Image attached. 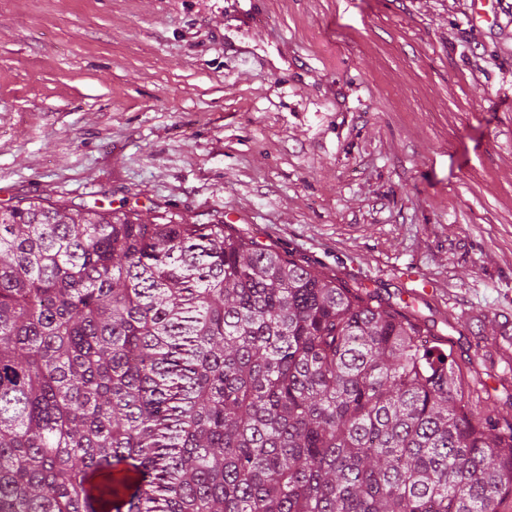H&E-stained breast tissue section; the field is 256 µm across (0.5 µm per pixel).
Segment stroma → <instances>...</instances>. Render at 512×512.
<instances>
[{
	"label": "stroma",
	"instance_id": "stroma-1",
	"mask_svg": "<svg viewBox=\"0 0 512 512\" xmlns=\"http://www.w3.org/2000/svg\"><path fill=\"white\" fill-rule=\"evenodd\" d=\"M35 198L410 304L512 422V0H0V210Z\"/></svg>",
	"mask_w": 512,
	"mask_h": 512
}]
</instances>
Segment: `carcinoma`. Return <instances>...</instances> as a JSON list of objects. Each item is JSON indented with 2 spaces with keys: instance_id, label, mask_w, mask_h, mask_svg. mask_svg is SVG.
<instances>
[{
  "instance_id": "obj_1",
  "label": "carcinoma",
  "mask_w": 512,
  "mask_h": 512,
  "mask_svg": "<svg viewBox=\"0 0 512 512\" xmlns=\"http://www.w3.org/2000/svg\"><path fill=\"white\" fill-rule=\"evenodd\" d=\"M425 321L226 230L0 211V512H501Z\"/></svg>"
}]
</instances>
